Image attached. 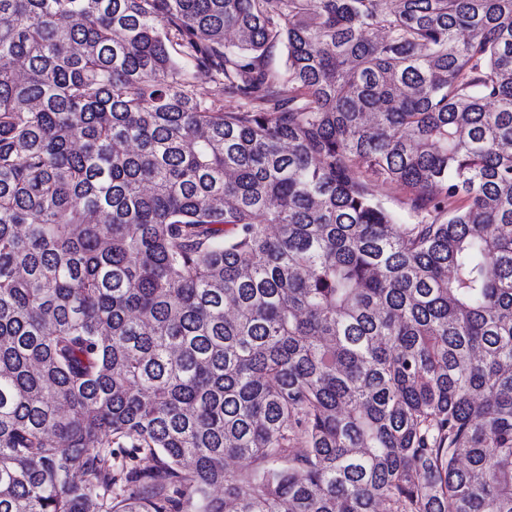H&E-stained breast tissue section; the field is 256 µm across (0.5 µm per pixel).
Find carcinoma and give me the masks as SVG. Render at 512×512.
Returning <instances> with one entry per match:
<instances>
[{"label":"carcinoma","instance_id":"carcinoma-1","mask_svg":"<svg viewBox=\"0 0 512 512\" xmlns=\"http://www.w3.org/2000/svg\"><path fill=\"white\" fill-rule=\"evenodd\" d=\"M0 19V512H512V0ZM375 191L385 205L398 215V224H414V218L403 204L409 196L408 191L395 184L375 187Z\"/></svg>","mask_w":512,"mask_h":512}]
</instances>
